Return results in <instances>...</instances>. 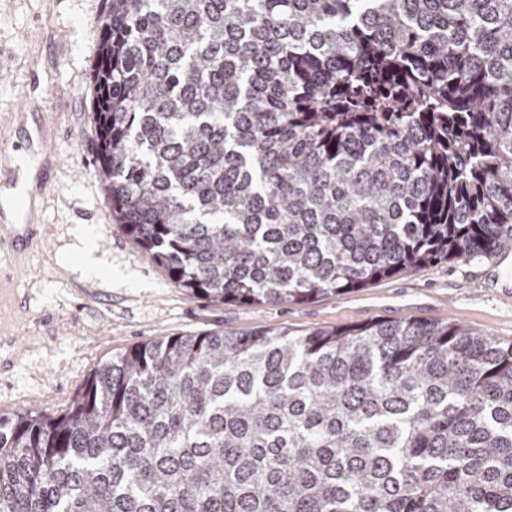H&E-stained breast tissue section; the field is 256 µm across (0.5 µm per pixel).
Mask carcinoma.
Segmentation results:
<instances>
[{
  "label": "carcinoma",
  "mask_w": 512,
  "mask_h": 512,
  "mask_svg": "<svg viewBox=\"0 0 512 512\" xmlns=\"http://www.w3.org/2000/svg\"><path fill=\"white\" fill-rule=\"evenodd\" d=\"M112 219L212 303L512 249V0H109ZM0 512H512V340L162 338L0 416Z\"/></svg>",
  "instance_id": "carcinoma-1"
}]
</instances>
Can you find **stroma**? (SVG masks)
<instances>
[{"label": "stroma", "mask_w": 512, "mask_h": 512, "mask_svg": "<svg viewBox=\"0 0 512 512\" xmlns=\"http://www.w3.org/2000/svg\"><path fill=\"white\" fill-rule=\"evenodd\" d=\"M108 0H0V212L30 201L23 247L0 249V411L61 413L92 368L133 345L214 331L312 330L370 320L448 319L512 339V294L484 288V257L416 267L304 303L215 305L178 288L114 224L99 173L93 68ZM104 266L87 275L79 230Z\"/></svg>", "instance_id": "1"}]
</instances>
